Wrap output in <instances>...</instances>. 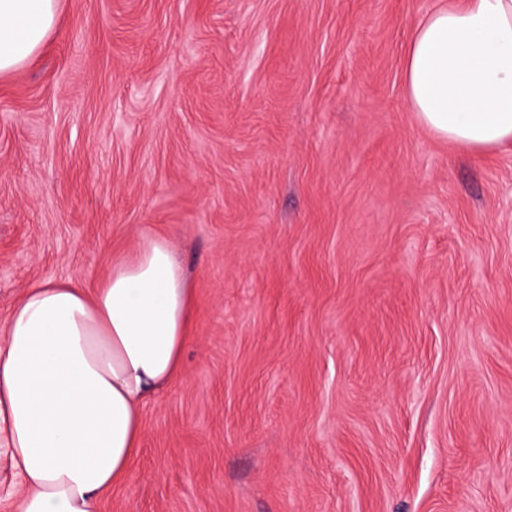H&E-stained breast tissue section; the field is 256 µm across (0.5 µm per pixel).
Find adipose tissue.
Instances as JSON below:
<instances>
[{"label": "adipose tissue", "mask_w": 512, "mask_h": 512, "mask_svg": "<svg viewBox=\"0 0 512 512\" xmlns=\"http://www.w3.org/2000/svg\"><path fill=\"white\" fill-rule=\"evenodd\" d=\"M57 0H0V73L26 62ZM405 87L418 120L462 150L512 146V0H444L419 22ZM190 291L170 243L147 237L87 291L28 288L0 326V432L18 512H100L126 480L145 403L179 373Z\"/></svg>", "instance_id": "ef3b65f1"}]
</instances>
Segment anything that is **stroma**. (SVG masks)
Here are the masks:
<instances>
[{
    "label": "stroma",
    "mask_w": 512,
    "mask_h": 512,
    "mask_svg": "<svg viewBox=\"0 0 512 512\" xmlns=\"http://www.w3.org/2000/svg\"><path fill=\"white\" fill-rule=\"evenodd\" d=\"M440 0H59L0 74V324L149 234L178 376L101 512H512V150L409 106Z\"/></svg>",
    "instance_id": "35a3bbf8"
}]
</instances>
